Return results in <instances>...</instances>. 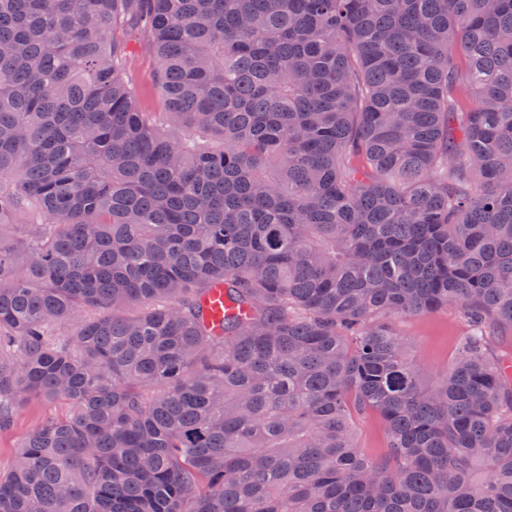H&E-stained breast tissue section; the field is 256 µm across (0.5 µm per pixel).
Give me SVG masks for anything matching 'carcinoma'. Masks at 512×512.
<instances>
[{"mask_svg":"<svg viewBox=\"0 0 512 512\" xmlns=\"http://www.w3.org/2000/svg\"><path fill=\"white\" fill-rule=\"evenodd\" d=\"M448 305L466 331L428 380L379 317ZM492 338L512 0H0V429L69 405L0 512H512ZM131 70L136 78L139 89L140 106L149 111L161 112V100L154 85L155 60L153 56L137 46ZM354 432L358 448L369 456L380 455L385 447V431L381 420L374 414L356 416Z\"/></svg>","mask_w":512,"mask_h":512,"instance_id":"carcinoma-1","label":"carcinoma"}]
</instances>
